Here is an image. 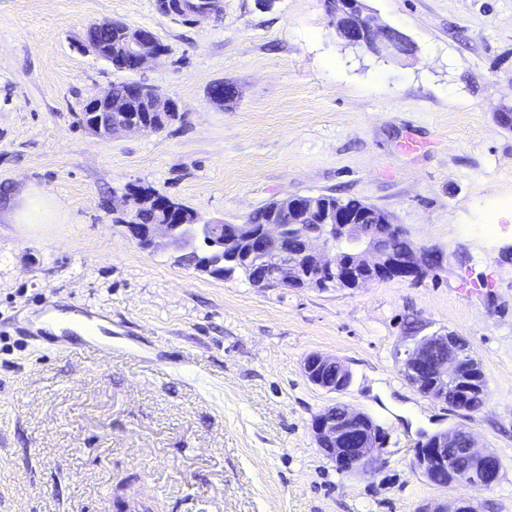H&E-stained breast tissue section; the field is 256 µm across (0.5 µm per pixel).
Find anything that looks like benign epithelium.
<instances>
[{
  "instance_id": "7a95c632",
  "label": "benign epithelium",
  "mask_w": 512,
  "mask_h": 512,
  "mask_svg": "<svg viewBox=\"0 0 512 512\" xmlns=\"http://www.w3.org/2000/svg\"><path fill=\"white\" fill-rule=\"evenodd\" d=\"M336 36L345 44L376 55L404 56L405 35L389 25L375 22L365 0H325ZM85 47L98 57L112 61L116 53L132 60L130 72L140 71L150 60L164 55L155 34L147 29H128L116 44L86 37ZM150 112L142 115L129 111L127 100L117 97L112 87L104 88L85 105L82 123L89 133L111 138L127 131L157 132L181 118L177 102L168 94L144 83L129 85ZM162 219L155 224L130 221L127 228L143 249L160 246L157 237L189 246L204 227L216 229L215 246L220 258L195 257V265L222 278L239 273L260 288L323 289V275L336 277L346 289L361 288L371 282L399 280L415 282L423 274L422 262L431 266L436 260H421L422 248L413 244L397 250L390 243L398 231L386 214L372 213L365 206L353 210L341 203L325 208L316 196H294L283 205L296 211L299 222L278 224L269 221L254 232L259 239L257 251H241V237L249 235L248 224H184L182 204L169 197L160 200ZM404 379L419 393L448 405L456 412H467L461 384L483 372L471 353L468 341L453 332H434L412 337L411 345L399 360ZM306 380L329 393L340 394L352 382L348 367L337 357L313 353L302 365ZM342 418L325 409L312 422L315 439L324 456L341 473H367L375 470L386 440L383 429L367 414L341 404ZM415 467L437 486L461 489L489 488L501 473L499 457L490 450L476 448L473 434L464 427H454L434 434V443L420 445ZM422 512H475L471 497L459 494L453 509L444 503H430Z\"/></svg>"
}]
</instances>
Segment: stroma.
Instances as JSON below:
<instances>
[{
    "instance_id": "35a3bbf8",
    "label": "stroma",
    "mask_w": 512,
    "mask_h": 512,
    "mask_svg": "<svg viewBox=\"0 0 512 512\" xmlns=\"http://www.w3.org/2000/svg\"><path fill=\"white\" fill-rule=\"evenodd\" d=\"M158 3L0 0V512H420L459 490L422 477L415 450L458 425L503 464L476 512H512V0H368L417 47L396 59L345 46L323 0ZM103 20L152 30L165 55L115 70L80 48ZM132 79L180 120L91 135L86 103ZM217 82L232 104L211 101ZM144 187L227 224L275 199H358L439 264L357 290L215 278L119 225ZM85 307L108 316L111 357L33 327ZM414 326L468 340L480 411L403 379ZM313 353L345 363L346 392L306 381ZM339 402L386 434L372 473L318 447L312 420Z\"/></svg>"
}]
</instances>
